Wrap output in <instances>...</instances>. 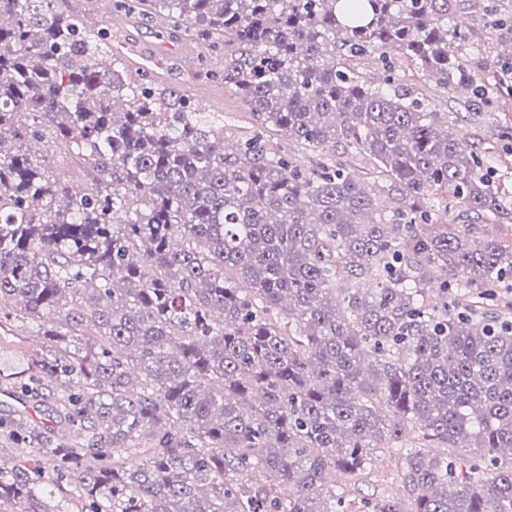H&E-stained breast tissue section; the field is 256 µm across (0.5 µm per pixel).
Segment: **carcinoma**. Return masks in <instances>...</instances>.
Returning a JSON list of instances; mask_svg holds the SVG:
<instances>
[{
	"label": "carcinoma",
	"instance_id": "cac0c4a2",
	"mask_svg": "<svg viewBox=\"0 0 512 512\" xmlns=\"http://www.w3.org/2000/svg\"><path fill=\"white\" fill-rule=\"evenodd\" d=\"M112 9L224 54L208 77L252 126L101 65L106 32L52 0H0V325L42 330L24 389L39 402L54 378L79 437L0 426V512H58L44 488L77 512H401L337 489L380 449L410 512H512V202L482 143H459L468 116L399 75L512 96L466 58L467 19L448 24V0ZM483 21L512 27V6ZM58 153L91 186L50 171Z\"/></svg>",
	"mask_w": 512,
	"mask_h": 512
}]
</instances>
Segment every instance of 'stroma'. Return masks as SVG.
Listing matches in <instances>:
<instances>
[{
	"instance_id": "35a3bbf8",
	"label": "stroma",
	"mask_w": 512,
	"mask_h": 512,
	"mask_svg": "<svg viewBox=\"0 0 512 512\" xmlns=\"http://www.w3.org/2000/svg\"><path fill=\"white\" fill-rule=\"evenodd\" d=\"M451 19H472L469 30L470 54L484 74H493L501 51L512 46V28H490L481 16L488 0H451ZM55 10L78 19L87 35H96L103 28H111L109 20L94 11L91 0H54ZM112 45L120 52H132L136 61L151 64L155 59L165 63L162 78L167 85L186 94L193 105L211 101L212 112L231 128L251 126L247 106L223 87L212 82L199 65L200 48L183 33L163 27L151 14L135 13L126 16L125 25L111 28ZM38 331L22 319L0 327V420L13 422L24 418L42 426L50 425L52 402L33 403L23 397L21 385L28 376V363L42 350L37 343ZM400 458L389 452H377L368 474L359 477L338 475L337 485L352 487L355 495L378 491L400 497Z\"/></svg>"
}]
</instances>
